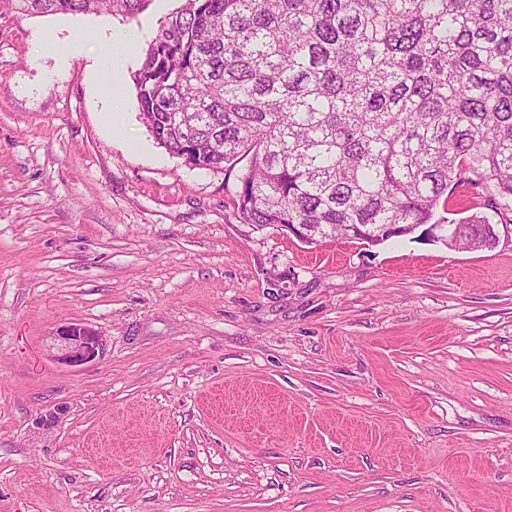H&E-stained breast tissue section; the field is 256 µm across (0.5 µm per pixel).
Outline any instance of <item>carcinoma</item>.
Segmentation results:
<instances>
[{
  "mask_svg": "<svg viewBox=\"0 0 512 512\" xmlns=\"http://www.w3.org/2000/svg\"><path fill=\"white\" fill-rule=\"evenodd\" d=\"M31 14L150 0H14ZM152 135L192 168L246 161L240 219L375 245L436 224L493 247L512 211V0H187L134 75ZM473 213L439 215L458 189Z\"/></svg>",
  "mask_w": 512,
  "mask_h": 512,
  "instance_id": "carcinoma-1",
  "label": "carcinoma"
}]
</instances>
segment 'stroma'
<instances>
[{
  "instance_id": "35a3bbf8",
  "label": "stroma",
  "mask_w": 512,
  "mask_h": 512,
  "mask_svg": "<svg viewBox=\"0 0 512 512\" xmlns=\"http://www.w3.org/2000/svg\"><path fill=\"white\" fill-rule=\"evenodd\" d=\"M137 17L0 0V512H512V233L301 242L161 147ZM68 51L29 57L35 31ZM137 46L114 88L98 48ZM80 323L97 358L58 364ZM57 360L66 366L76 367L93 361L99 354L101 340L89 327L68 323L58 327L53 335Z\"/></svg>"
}]
</instances>
